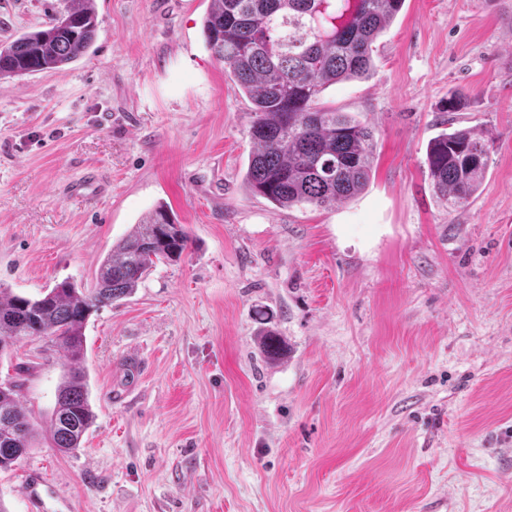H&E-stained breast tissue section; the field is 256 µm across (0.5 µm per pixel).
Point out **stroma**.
Returning a JSON list of instances; mask_svg holds the SVG:
<instances>
[{
  "label": "stroma",
  "instance_id": "obj_1",
  "mask_svg": "<svg viewBox=\"0 0 512 512\" xmlns=\"http://www.w3.org/2000/svg\"><path fill=\"white\" fill-rule=\"evenodd\" d=\"M68 5L0 0V41ZM210 5L93 0L87 55L0 80V286L93 287L161 202L192 240L89 319L80 448L50 439L58 348L0 355L37 431L0 500L30 512L36 469L63 512H512V0H406L372 75L322 93L376 141L328 209L245 186L252 105L206 47ZM449 122L491 143L452 210L426 166ZM91 171L106 192L71 195Z\"/></svg>",
  "mask_w": 512,
  "mask_h": 512
}]
</instances>
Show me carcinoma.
I'll use <instances>...</instances> for the list:
<instances>
[{
    "mask_svg": "<svg viewBox=\"0 0 512 512\" xmlns=\"http://www.w3.org/2000/svg\"><path fill=\"white\" fill-rule=\"evenodd\" d=\"M93 0H73L67 14L0 44V78L60 70L93 46ZM405 0H211L203 34L224 72L252 104L254 150L246 183L275 205L331 208L370 182L374 131L349 112L318 106L331 85L374 67V44ZM490 162L489 141L472 128L444 130L430 142L426 164L437 200L462 206L479 191ZM190 236L161 203L112 247L96 284H56L39 298L0 289V354L15 341L45 337L65 352L50 426L61 452L80 447L94 420L87 389L84 329L100 308L130 295L157 262H176ZM281 341L262 336L275 357ZM34 427L17 385L0 386V471L14 469L30 449Z\"/></svg>",
    "mask_w": 512,
    "mask_h": 512,
    "instance_id": "carcinoma-1",
    "label": "carcinoma"
}]
</instances>
